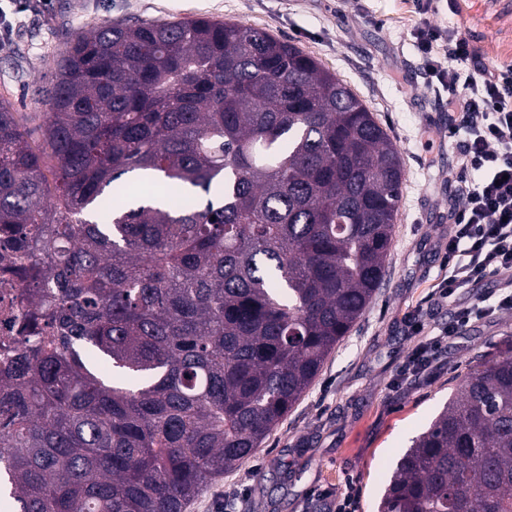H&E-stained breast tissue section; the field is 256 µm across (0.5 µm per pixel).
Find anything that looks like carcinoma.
Returning <instances> with one entry per match:
<instances>
[{"label":"carcinoma","instance_id":"1","mask_svg":"<svg viewBox=\"0 0 512 512\" xmlns=\"http://www.w3.org/2000/svg\"><path fill=\"white\" fill-rule=\"evenodd\" d=\"M43 140L0 102V232L47 262L0 372V512H184L305 395L386 275L397 148L336 75L207 17L69 35ZM378 512H512V350Z\"/></svg>","mask_w":512,"mask_h":512}]
</instances>
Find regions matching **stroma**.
I'll use <instances>...</instances> for the list:
<instances>
[{
  "mask_svg": "<svg viewBox=\"0 0 512 512\" xmlns=\"http://www.w3.org/2000/svg\"><path fill=\"white\" fill-rule=\"evenodd\" d=\"M455 25L486 61L512 64V0H458ZM198 16L237 22L284 39L317 59L374 113L395 144L403 179L388 275L364 315L326 360L295 408L261 448L216 479L185 512H326L325 492L354 481L358 512H377L384 486L474 367L512 346V311L473 323L445 346L431 377L407 370L417 343L406 327L418 311L434 326L450 309H431L451 226L448 195L456 149L448 142V94L429 83L412 30L410 0H51L43 15H16L0 42V101L43 140L49 110L36 91L51 82L65 32L96 24Z\"/></svg>",
  "mask_w": 512,
  "mask_h": 512,
  "instance_id": "stroma-1",
  "label": "stroma"
}]
</instances>
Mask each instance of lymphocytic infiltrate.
I'll use <instances>...</instances> for the list:
<instances>
[{"mask_svg":"<svg viewBox=\"0 0 512 512\" xmlns=\"http://www.w3.org/2000/svg\"><path fill=\"white\" fill-rule=\"evenodd\" d=\"M423 21L414 32L416 47L430 78L446 89L448 109L456 118L448 126L457 143L458 186L448 201L453 232L444 253V275L431 299L455 301L448 325L429 326L408 316L419 342L409 365L426 371L442 342L497 310L512 309V289L472 303L457 302L464 289L512 271V65H488L479 49L457 26L436 25L426 16L434 0H413Z\"/></svg>","mask_w":512,"mask_h":512,"instance_id":"1","label":"lymphocytic infiltrate"}]
</instances>
